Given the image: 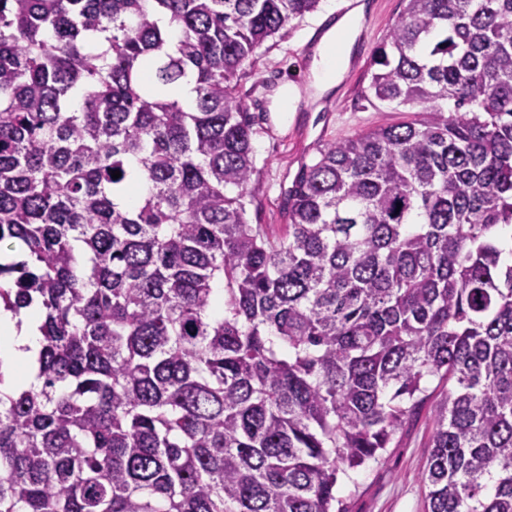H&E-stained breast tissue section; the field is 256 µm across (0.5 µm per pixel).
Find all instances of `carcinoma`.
<instances>
[{
  "label": "carcinoma",
  "instance_id": "carcinoma-1",
  "mask_svg": "<svg viewBox=\"0 0 512 512\" xmlns=\"http://www.w3.org/2000/svg\"><path fill=\"white\" fill-rule=\"evenodd\" d=\"M319 2L0 0V304L43 315L0 512H347L432 379L425 512H512V0H402L369 91L422 112L272 236L236 81Z\"/></svg>",
  "mask_w": 512,
  "mask_h": 512
}]
</instances>
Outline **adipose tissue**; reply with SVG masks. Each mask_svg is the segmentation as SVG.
Listing matches in <instances>:
<instances>
[{"instance_id": "obj_1", "label": "adipose tissue", "mask_w": 512, "mask_h": 512, "mask_svg": "<svg viewBox=\"0 0 512 512\" xmlns=\"http://www.w3.org/2000/svg\"><path fill=\"white\" fill-rule=\"evenodd\" d=\"M359 13L351 11L324 37L313 63V84L324 92L336 85L356 36ZM42 314L30 307L13 314L0 307V393L9 396L37 386L36 359L41 349Z\"/></svg>"}]
</instances>
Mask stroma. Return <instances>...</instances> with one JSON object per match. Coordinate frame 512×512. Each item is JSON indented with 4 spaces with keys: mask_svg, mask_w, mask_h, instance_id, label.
Instances as JSON below:
<instances>
[{
    "mask_svg": "<svg viewBox=\"0 0 512 512\" xmlns=\"http://www.w3.org/2000/svg\"><path fill=\"white\" fill-rule=\"evenodd\" d=\"M363 35L356 39L348 65L337 85L318 94L312 87L313 54L305 46L319 42L343 16L342 0H321L317 11L294 20L285 34L258 49L254 66L239 80L237 91L249 111L259 114L253 140L258 177L251 185L254 203L249 221L281 234L288 222L285 192L302 164L311 163L320 145L351 138L382 124L415 120L414 107L368 99L372 56L397 21L402 0H360ZM294 93L293 109L271 111V97L280 86ZM435 391L396 435L380 462L342 479L338 494L349 512H424L427 492L422 481L437 407Z\"/></svg>",
    "mask_w": 512,
    "mask_h": 512,
    "instance_id": "obj_1",
    "label": "stroma"
}]
</instances>
